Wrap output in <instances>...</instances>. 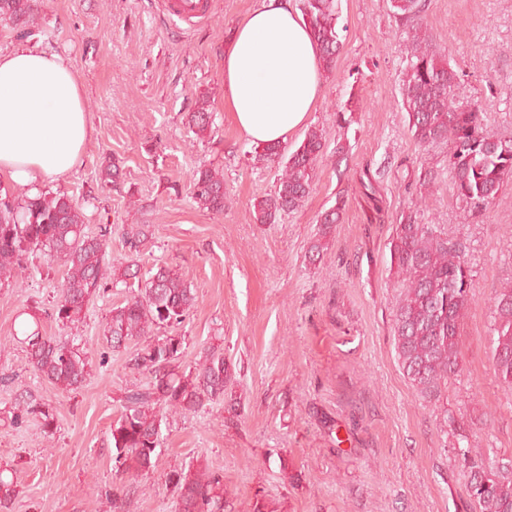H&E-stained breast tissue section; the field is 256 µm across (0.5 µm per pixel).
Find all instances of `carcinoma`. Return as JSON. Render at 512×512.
I'll use <instances>...</instances> for the list:
<instances>
[{
    "label": "carcinoma",
    "instance_id": "obj_1",
    "mask_svg": "<svg viewBox=\"0 0 512 512\" xmlns=\"http://www.w3.org/2000/svg\"><path fill=\"white\" fill-rule=\"evenodd\" d=\"M426 0H391L393 13L412 25L413 35L402 79L401 106L412 138L422 147L448 144L451 190L471 212L482 213L497 201L512 177V140L502 142L484 127L477 107L455 105L454 87L459 72L441 50L421 35L419 21ZM300 10L321 51L326 73L336 67L343 42L338 31V0H300ZM36 0H0V24L37 25ZM194 134L211 130L213 112L207 99L186 116ZM327 149L322 130L309 131L291 148L267 145L256 152L259 162L282 166L274 194L255 200L253 220L274 224L286 213L301 209L310 195L314 171ZM192 198L212 214L224 213V174L212 168L197 171ZM344 195L325 210L318 223L320 236L333 234L346 208ZM104 233L84 232V216L65 193H39L18 202L10 194L0 195V286L10 285L28 270L26 259L41 253L64 261L67 268L53 311L62 323L80 320L84 307L105 292L109 283L137 287L106 316L104 339L114 350L145 339L128 360V367L150 375V382L129 390L122 410L112 422L109 440L114 469L119 479L132 478L155 466L157 448L164 440L162 426L168 414H189L210 402L224 399L232 380V368L224 349L212 346L195 366L180 370L185 337L176 332L196 303V293L176 270L163 265L144 275L125 267L109 278L105 261L108 247ZM150 235V225L130 224L122 228V239L131 253ZM391 261L402 275V292L393 313L391 332L404 375L425 397H435L448 378L458 372L460 326L468 308L472 281L460 244L437 231L434 224H419L408 215L396 225L391 242ZM493 314V371L506 393L512 392V283L491 299ZM164 328L167 336H151ZM29 362L43 380L63 392L79 389L90 375L94 353L68 340L45 336L40 328L22 325ZM457 455L470 471L471 497L478 512H512V479L509 465L484 458L481 449L467 446ZM177 493L176 512H224V476L218 472L176 469L169 476ZM16 495L14 480L0 472V509L8 508Z\"/></svg>",
    "mask_w": 512,
    "mask_h": 512
}]
</instances>
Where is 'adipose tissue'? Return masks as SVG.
<instances>
[{
  "label": "adipose tissue",
  "instance_id": "ef3b65f1",
  "mask_svg": "<svg viewBox=\"0 0 512 512\" xmlns=\"http://www.w3.org/2000/svg\"><path fill=\"white\" fill-rule=\"evenodd\" d=\"M319 47L292 0H263L224 49V106L263 145L303 127L322 93ZM92 135L82 84L50 51H0V178L21 197L70 173Z\"/></svg>",
  "mask_w": 512,
  "mask_h": 512
}]
</instances>
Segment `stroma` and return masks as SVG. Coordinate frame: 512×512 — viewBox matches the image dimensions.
<instances>
[{
    "label": "stroma",
    "instance_id": "35a3bbf8",
    "mask_svg": "<svg viewBox=\"0 0 512 512\" xmlns=\"http://www.w3.org/2000/svg\"><path fill=\"white\" fill-rule=\"evenodd\" d=\"M209 2L208 22L191 30L169 21L163 0H39L31 32L0 27L1 50L61 53L83 87L92 136L77 167L45 191L72 197L89 234L111 226L108 264L181 273L197 296L178 329L182 367L214 344L235 372L224 401L169 416L153 469L120 481L110 427L125 392L150 381L127 365L139 342L115 351L103 339L105 316L127 290L108 287L80 321L59 322L53 306L66 267L31 255L34 274L0 288V465L17 485L10 512H174L169 473L189 465L223 474L226 512H254L259 502L264 512H475L456 455L460 436L487 458L512 461V400L493 372L490 307L512 281V184L489 211L470 215L449 188L447 144L418 147L405 125L407 26L389 0H340L343 52L323 75L306 126L287 142L321 129L329 142H343L346 159L324 156L299 211L254 223L251 204L274 193L280 169L254 161L253 144L224 110V46L261 0ZM422 30L460 74L456 105L480 106L487 131L512 140V0H428ZM204 96L215 129L198 136L185 116ZM344 107L352 124L341 133L336 113ZM112 159L122 176L106 184L101 169ZM204 166L224 174L223 215L190 197ZM365 171L382 214L358 184ZM341 191L348 194L342 222L320 239L316 218ZM422 197L419 222L462 245L473 283L460 370L434 398L404 376L391 333L401 282L390 240ZM126 224L152 227L135 257L122 243ZM24 312L37 314L43 334L96 351L80 389L66 393L34 374L13 338ZM27 393L51 422L32 416L12 424ZM115 486L114 507L105 492Z\"/></svg>",
    "mask_w": 512,
    "mask_h": 512
}]
</instances>
